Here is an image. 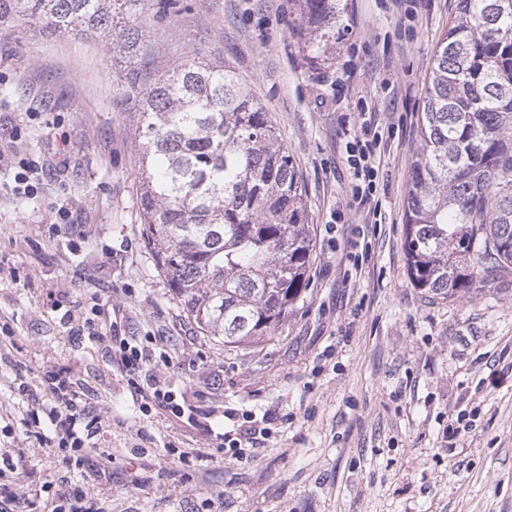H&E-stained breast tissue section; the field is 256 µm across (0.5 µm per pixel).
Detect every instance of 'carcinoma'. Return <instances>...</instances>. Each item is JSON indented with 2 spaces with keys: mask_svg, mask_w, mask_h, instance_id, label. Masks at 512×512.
Listing matches in <instances>:
<instances>
[{
  "mask_svg": "<svg viewBox=\"0 0 512 512\" xmlns=\"http://www.w3.org/2000/svg\"><path fill=\"white\" fill-rule=\"evenodd\" d=\"M460 0L434 55L410 175L403 255L435 299L512 277V0ZM175 0H0V26L105 35L115 17ZM297 33L317 66L336 52L341 0H298ZM119 51L139 56L137 26ZM138 107L141 235L200 333L230 348L267 341L308 288L313 252L295 166L267 112L226 65L186 56L147 80Z\"/></svg>",
  "mask_w": 512,
  "mask_h": 512,
  "instance_id": "cac0c4a2",
  "label": "carcinoma"
}]
</instances>
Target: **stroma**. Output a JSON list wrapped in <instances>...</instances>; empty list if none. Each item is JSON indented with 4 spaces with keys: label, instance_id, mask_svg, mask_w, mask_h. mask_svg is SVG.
Masks as SVG:
<instances>
[{
    "label": "stroma",
    "instance_id": "obj_1",
    "mask_svg": "<svg viewBox=\"0 0 512 512\" xmlns=\"http://www.w3.org/2000/svg\"><path fill=\"white\" fill-rule=\"evenodd\" d=\"M140 23L148 77L192 51L234 69L265 107L302 181L310 282L273 340L232 349L172 300L141 236L138 111L116 86L112 38L0 27V445L28 448L39 502L61 476L99 512H512V290L455 301L416 288L403 256L431 61L458 0H343L336 58L311 67L293 0H180ZM388 129L373 218L350 191L346 130ZM38 192L15 193L19 160ZM66 167H59V160ZM68 217H60L58 203ZM120 321L193 419L142 411L103 344L72 335ZM70 372L105 411L107 468L53 465L26 438L16 369ZM276 418L240 462L219 450L226 413Z\"/></svg>",
    "mask_w": 512,
    "mask_h": 512
}]
</instances>
